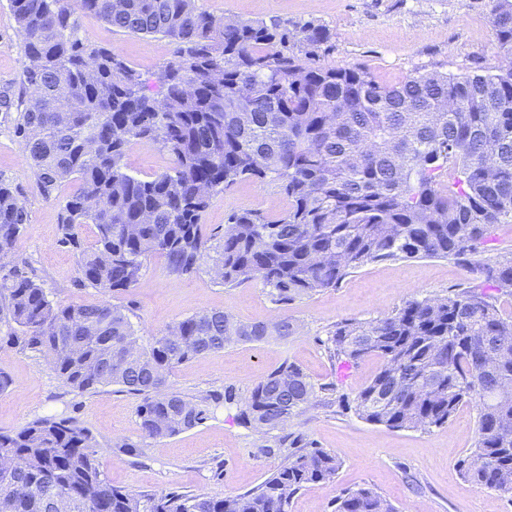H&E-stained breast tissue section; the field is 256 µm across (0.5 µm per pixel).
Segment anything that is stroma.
<instances>
[{
  "mask_svg": "<svg viewBox=\"0 0 512 512\" xmlns=\"http://www.w3.org/2000/svg\"><path fill=\"white\" fill-rule=\"evenodd\" d=\"M215 17L280 20L289 27L307 22L326 26L331 39L318 64L358 67L380 85L392 87L418 71L483 74L503 63L491 24L489 0H197ZM80 36L119 53L142 74L171 59L176 45L160 35L116 31L106 22L75 12ZM28 64L10 0H0V95L13 104L0 107V180L9 182L29 213L14 248L28 262L54 301L125 309L141 336H157L193 314L221 310L236 321L273 322L288 317V338L231 344L173 369L168 385L201 399L232 391L235 400L211 402L207 419L178 435L144 437L136 415L138 397L115 385L87 392L72 390L39 353L0 344V371L11 379L0 392V432H14L40 419H70L96 442L97 461L109 482L134 492L179 491L221 498L261 484L281 463L282 452L265 431L244 427L236 414L255 383L286 363L299 366L316 393L303 413L289 419L285 433L336 455L333 480L307 485L288 512H334L344 491L373 489L396 512H512V496L466 481L457 463L477 439V402L461 405L447 425L429 431L392 429L355 413L354 399L379 371L382 361L368 357L348 365L331 358L327 338L345 321L366 322L394 315L406 301L441 298L483 287L503 315L512 316V288L486 283L481 267L512 257V223L495 225L470 263L448 258H408L366 264L336 287L280 304L261 282L227 286L210 264L185 276L169 274L165 260L150 257L138 284L118 293L80 285L71 247L60 241L58 212L77 191L78 180L64 182L58 194L42 197L35 185L23 142L16 133L21 83ZM126 172L149 179L168 171L169 154L159 145L136 143L124 160ZM288 209L279 181L242 180L214 194L204 213L202 232L222 239L232 214L259 210L277 218ZM139 447L123 452L122 443Z\"/></svg>",
  "mask_w": 512,
  "mask_h": 512,
  "instance_id": "stroma-1",
  "label": "stroma"
}]
</instances>
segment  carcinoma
<instances>
[{
    "label": "carcinoma",
    "mask_w": 512,
    "mask_h": 512,
    "mask_svg": "<svg viewBox=\"0 0 512 512\" xmlns=\"http://www.w3.org/2000/svg\"><path fill=\"white\" fill-rule=\"evenodd\" d=\"M29 61V90L16 132L40 194L80 188L62 206L60 242L76 253L79 282L104 292L134 287L146 259L168 273L213 261L226 285L260 281L276 302L334 288L350 271L399 258L465 260L496 224L512 222V0H490L509 66L495 73L416 72L382 87L354 67L314 63L329 30L273 20L217 18L195 0H78L125 33L163 35L175 58L146 79L117 53L78 34L72 0H10ZM307 47L303 62L288 45ZM155 143L172 157L151 180L123 169L129 147ZM457 181L448 184V169ZM273 177L288 197L276 220L261 211L229 218L212 245L200 230L218 190ZM28 213L0 183V323L5 342L43 354L81 392L117 385L140 397L146 438H164L208 418L204 401L171 390L173 368L231 343L286 338L293 323H241L222 310L188 316L145 341L107 301L63 305L11 259ZM96 227L94 247L77 228ZM512 288V258L483 268ZM333 356L383 365L355 398L367 422L429 430L479 399L478 439L458 463L469 482L512 494V317L473 290L412 300L396 314L344 322L327 339ZM315 394L303 370L285 364L260 380L237 418L277 431L289 448L261 485L224 498L112 486L91 436L71 420L38 419L0 432V504L46 512H288L306 485L334 478L336 456L282 432ZM335 512H395L369 488L346 491Z\"/></svg>",
    "instance_id": "cac0c4a2"
}]
</instances>
